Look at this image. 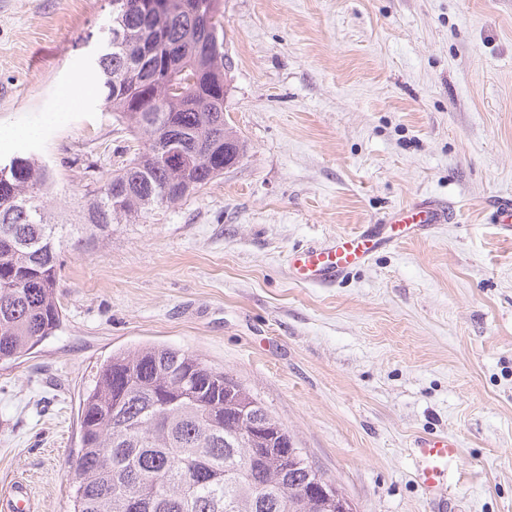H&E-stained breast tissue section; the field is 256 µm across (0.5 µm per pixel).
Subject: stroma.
<instances>
[{
  "mask_svg": "<svg viewBox=\"0 0 512 512\" xmlns=\"http://www.w3.org/2000/svg\"><path fill=\"white\" fill-rule=\"evenodd\" d=\"M238 164L168 208L78 246L66 227L63 323L0 365V489L68 512L79 404L113 350L194 352L241 382L355 512H512V0H223ZM109 0H0V157L56 170L73 214L139 136L99 94L46 122L60 86H99ZM454 214L332 286L297 250L422 199ZM461 445L447 504L409 444ZM493 209V222L507 235L512 236V199H495L488 203Z\"/></svg>",
  "mask_w": 512,
  "mask_h": 512,
  "instance_id": "1",
  "label": "stroma"
}]
</instances>
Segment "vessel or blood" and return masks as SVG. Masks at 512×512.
Masks as SVG:
<instances>
[{
  "label": "vessel or blood",
  "instance_id": "vessel-or-blood-1",
  "mask_svg": "<svg viewBox=\"0 0 512 512\" xmlns=\"http://www.w3.org/2000/svg\"><path fill=\"white\" fill-rule=\"evenodd\" d=\"M490 206L493 221L512 236V199H495ZM447 206L431 201L406 205L387 217L384 223L368 224L314 248L293 255L295 277L303 283L330 285L347 272L367 261L378 250L396 241L428 233L437 225L448 223ZM415 478L432 498L447 500L451 486L450 466L460 456L458 441L445 434L417 437L413 444ZM0 512H31L30 491L26 484L11 483L0 495Z\"/></svg>",
  "mask_w": 512,
  "mask_h": 512
}]
</instances>
